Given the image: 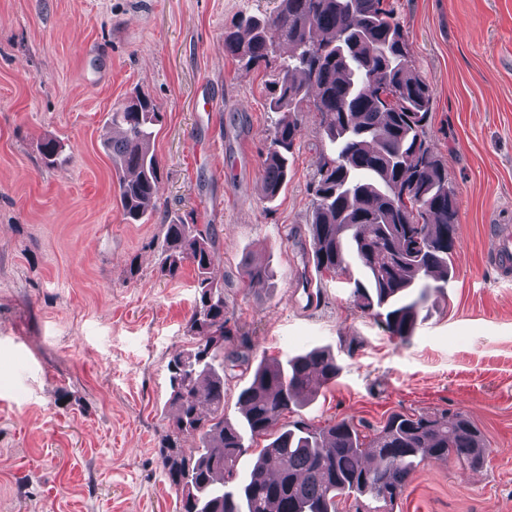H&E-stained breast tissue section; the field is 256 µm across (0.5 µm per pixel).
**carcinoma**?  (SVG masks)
<instances>
[{
  "label": "carcinoma",
  "instance_id": "1",
  "mask_svg": "<svg viewBox=\"0 0 512 512\" xmlns=\"http://www.w3.org/2000/svg\"><path fill=\"white\" fill-rule=\"evenodd\" d=\"M290 47L270 81L269 109L281 113L264 162L261 194L288 182V153L300 116L314 106L330 144L320 156L310 222L320 271L357 265L354 301L390 334L407 341L440 281L452 278L457 241L456 193L424 139L432 92L410 58L404 31L385 0H278L275 10L224 28V54L267 65ZM161 114L148 98L113 110L118 135L108 142L124 219L135 224L153 207L161 184L153 148ZM210 225L168 224L161 274L194 267L198 296L187 322L191 346L170 361L169 422L160 449L181 512H336V499L369 496L393 505L412 471L428 458L484 463V439L463 413L391 416L367 440L342 419L314 428L296 421L261 449L250 472L238 463L245 439L317 396L342 366L328 348L260 362L239 394L241 418H224V342L229 339L224 285L211 276ZM248 282L268 278L248 263ZM189 439L194 448H184Z\"/></svg>",
  "mask_w": 512,
  "mask_h": 512
}]
</instances>
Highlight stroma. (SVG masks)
I'll list each match as a JSON object with an SVG mask.
<instances>
[{"label": "stroma", "instance_id": "35a3bbf8", "mask_svg": "<svg viewBox=\"0 0 512 512\" xmlns=\"http://www.w3.org/2000/svg\"><path fill=\"white\" fill-rule=\"evenodd\" d=\"M388 2L433 92L425 140L458 209L453 276L405 342L355 307L358 270L314 266L327 146L315 113L285 188L260 193L279 118L269 72L225 55L223 40L275 0H0V512H179L159 445L197 281L190 267L160 273L169 224L217 235L226 418L261 359L328 346L339 377L287 422L345 419L371 437L395 413H464L482 467L421 463L393 512H512V280L490 260L492 225H512V0ZM139 95L163 114L162 181L130 224L104 142L112 110ZM47 138L62 145L52 166ZM255 259L272 272L260 284L242 278Z\"/></svg>", "mask_w": 512, "mask_h": 512}]
</instances>
